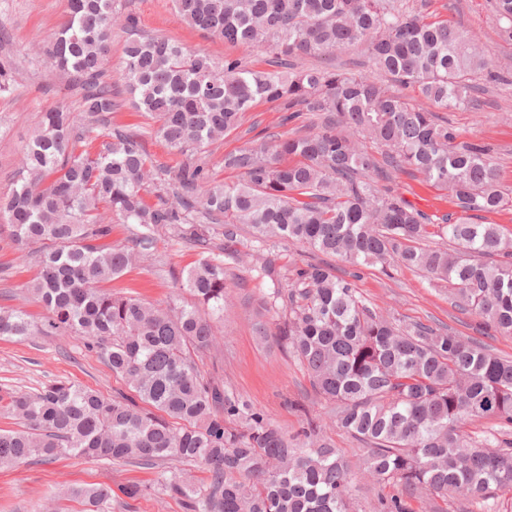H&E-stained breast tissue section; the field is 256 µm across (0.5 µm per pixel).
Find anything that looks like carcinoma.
<instances>
[{"label":"carcinoma","instance_id":"carcinoma-1","mask_svg":"<svg viewBox=\"0 0 512 512\" xmlns=\"http://www.w3.org/2000/svg\"><path fill=\"white\" fill-rule=\"evenodd\" d=\"M192 27L277 56L258 70L133 32L122 0H69L67 20L43 47L67 75L80 110L52 108L23 149L18 186L0 199L14 242L39 244L40 272L29 285L49 312L38 325L24 310L0 309V336H77L136 393L107 398L74 381L34 394L0 395V410L21 423L0 431V467L62 455L160 468L157 493L184 512H350L355 484L378 488L375 512H413L408 499L453 492L496 512L512 492V360L454 331L402 324L371 309L326 263L293 269L268 248L288 240L353 266H403L448 284L453 301L500 335H512V235L477 224L479 213L512 201L485 146L458 143L437 111L462 102L481 81L500 82L498 63L463 30L429 21L400 0H171ZM512 40V0H492ZM131 32L118 80L134 109L153 120L173 155L204 154L237 129L257 102L282 112H323L304 135L269 134L224 155L241 179L218 183L206 162L169 167L139 136L110 130L122 104L107 80L112 29ZM363 46L392 85L419 94L411 103L382 84L307 66ZM382 148L387 169L363 144ZM411 170L448 191L455 216L431 219L379 180ZM157 203L150 204L145 194ZM133 225L130 244H102L104 212ZM224 229V254L246 227L251 271L277 317L271 335L305 369L322 414L301 401L303 426L288 435L245 397L205 377L194 356L218 344L230 285L207 225ZM168 226L200 259L174 287L195 302L160 308L105 284L157 252ZM433 236L440 241L431 243ZM499 429L476 441L474 421ZM334 425L360 442L353 467L324 437ZM204 464L198 486L180 469ZM85 512H112V488H67Z\"/></svg>","mask_w":512,"mask_h":512}]
</instances>
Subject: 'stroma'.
Wrapping results in <instances>:
<instances>
[{"mask_svg":"<svg viewBox=\"0 0 512 512\" xmlns=\"http://www.w3.org/2000/svg\"><path fill=\"white\" fill-rule=\"evenodd\" d=\"M403 4L428 19L446 20L468 31L478 45L498 57L506 79L492 87L487 105L478 111L464 106L446 112L445 117L458 140L491 147L500 166V181L512 190V41L501 36L490 0H403ZM124 7L136 19L141 34L182 43L217 62L232 57L255 68L266 66L268 53L248 43L227 44L191 28L174 11L170 0H125ZM67 9L68 0H0V26L8 31L7 39L0 42V58L11 57L14 64L12 88L0 93V198L9 196L15 187L22 148L42 113L53 107L74 111L79 106L66 80L50 71L33 49L65 20ZM112 122L137 132L147 153L159 163L179 164V157L170 154L156 138L152 120L126 106L113 113ZM312 122L311 115L288 119L277 104L260 102L237 130L213 146L208 165L218 179L228 184L237 182L238 172L223 165L225 153L248 146L266 134H304ZM235 247L237 257L224 261L225 277L232 290L223 334L217 349L199 356L198 365L204 374L222 378L226 387L241 393L275 424L292 433L301 422L288 403L311 397L309 379L288 351L259 335V326L273 325L274 317L259 313L260 290L250 272L251 235L239 232ZM198 258L193 246L163 228L158 232L155 260L128 269L112 281L111 287L162 307L176 297L185 302L189 296L178 292L174 279ZM329 263L335 266L337 275L353 277L362 298L378 310L389 311L405 323L446 326L489 345L499 356L512 358V335H486L478 319L449 298L447 286L430 281L422 273L403 267L384 270L377 265L355 268L334 257ZM37 270L34 256H22L18 245L1 229L0 307H19L32 319L43 320L47 315L43 304L26 292ZM60 380L79 382L107 397L126 388L80 338H0V394H33ZM155 477V470L142 466L69 456L4 468L0 469V512H51L55 507L61 512H81L78 502L55 503L54 497L63 485L112 487V512H182L180 504L172 499L148 494L131 500L119 491L121 485L132 482L151 484Z\"/></svg>","mask_w":512,"mask_h":512,"instance_id":"obj_1","label":"stroma"}]
</instances>
